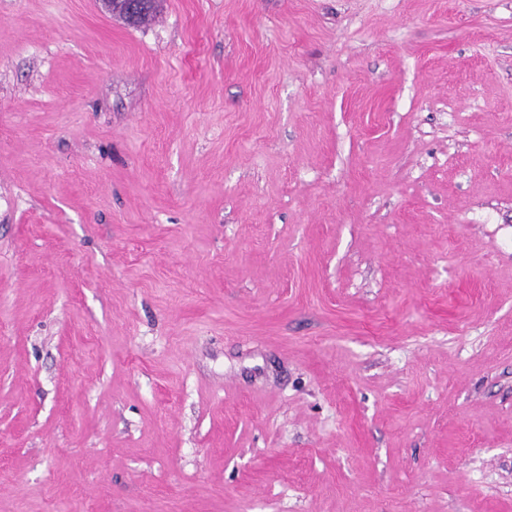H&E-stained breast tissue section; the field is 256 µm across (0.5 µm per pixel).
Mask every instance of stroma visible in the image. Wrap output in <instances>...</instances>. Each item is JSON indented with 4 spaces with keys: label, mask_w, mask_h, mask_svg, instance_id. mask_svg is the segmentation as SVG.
I'll list each match as a JSON object with an SVG mask.
<instances>
[{
    "label": "stroma",
    "mask_w": 512,
    "mask_h": 512,
    "mask_svg": "<svg viewBox=\"0 0 512 512\" xmlns=\"http://www.w3.org/2000/svg\"><path fill=\"white\" fill-rule=\"evenodd\" d=\"M0 512H512V0H0Z\"/></svg>",
    "instance_id": "35a3bbf8"
}]
</instances>
